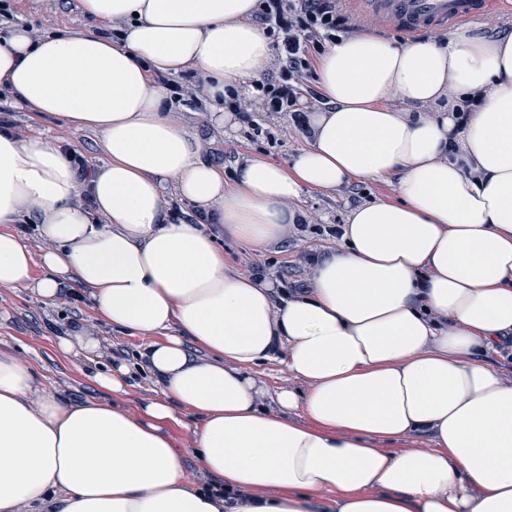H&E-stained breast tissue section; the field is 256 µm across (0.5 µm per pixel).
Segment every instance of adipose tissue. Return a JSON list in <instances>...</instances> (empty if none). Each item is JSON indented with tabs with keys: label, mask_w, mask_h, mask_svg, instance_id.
<instances>
[{
	"label": "adipose tissue",
	"mask_w": 512,
	"mask_h": 512,
	"mask_svg": "<svg viewBox=\"0 0 512 512\" xmlns=\"http://www.w3.org/2000/svg\"><path fill=\"white\" fill-rule=\"evenodd\" d=\"M78 8L91 28L0 40L17 107L98 133L105 153L84 178L62 143L0 131V288L47 302L87 289L107 324L149 343L103 369L83 327L58 337L112 404L31 401L33 370L0 352V512H512V382L485 359L512 337V32L339 38L315 63L326 106L308 146L287 168L244 159L229 187L160 79L201 72L225 123L226 86L272 54L256 0ZM171 178L252 246L298 222L304 191L392 180L397 197L352 207L308 292L279 297L177 214ZM32 215L49 244L37 257L19 227ZM276 360L305 387L278 390L272 411L255 369ZM136 370L160 396L132 413L118 398ZM176 426L218 488L185 484ZM416 435L426 447H405Z\"/></svg>",
	"instance_id": "obj_1"
}]
</instances>
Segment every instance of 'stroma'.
I'll return each instance as SVG.
<instances>
[{"instance_id":"obj_1","label":"stroma","mask_w":512,"mask_h":512,"mask_svg":"<svg viewBox=\"0 0 512 512\" xmlns=\"http://www.w3.org/2000/svg\"><path fill=\"white\" fill-rule=\"evenodd\" d=\"M15 6L18 18L40 37L64 28L79 31L89 25L88 19L79 11L56 9L53 0H15ZM10 111L12 121L26 128L29 134L62 141L72 151L85 156L90 165L101 164L104 155L98 134L77 130L32 112ZM171 117L188 127L203 150L223 154L224 180L228 183L233 180L235 165L245 157L259 154L288 166L309 142L289 112L260 118L265 132L253 138L247 136L246 124L239 122L234 128H226L213 121L208 111L202 113L177 104ZM395 197V183L358 179L330 190H309L295 203L302 213L301 227H289L277 243L254 247L223 236L218 237L217 242L235 271H243L245 262L249 261L270 281H277L281 274L290 272L295 281L308 282L312 279V269L303 263V255H320L340 245L339 240L317 235L315 225L344 223L349 208L356 203L389 201ZM74 306V300L65 297L52 303L45 302L27 287L0 288V351L14 353L29 363L37 376L38 392L58 391L76 401L88 398L109 401V394L101 392L89 378L82 359L61 355L55 348V336L65 329ZM82 313L83 325L101 341L102 362H111L113 348H122L129 355L147 343L145 337L105 327L90 307H83Z\"/></svg>"}]
</instances>
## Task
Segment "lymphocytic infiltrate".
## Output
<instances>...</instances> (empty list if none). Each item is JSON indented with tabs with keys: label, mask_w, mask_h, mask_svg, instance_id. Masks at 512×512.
I'll return each mask as SVG.
<instances>
[{
	"label": "lymphocytic infiltrate",
	"mask_w": 512,
	"mask_h": 512,
	"mask_svg": "<svg viewBox=\"0 0 512 512\" xmlns=\"http://www.w3.org/2000/svg\"><path fill=\"white\" fill-rule=\"evenodd\" d=\"M254 19L274 39L278 78L254 82L247 90L227 89L224 109L256 132L261 129L254 120L258 112H290L298 125H305L307 111L322 102L304 82L312 54L337 33L359 26L360 18L347 0H258Z\"/></svg>",
	"instance_id": "f902f5d3"
}]
</instances>
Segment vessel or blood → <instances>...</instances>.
Segmentation results:
<instances>
[{"mask_svg": "<svg viewBox=\"0 0 512 512\" xmlns=\"http://www.w3.org/2000/svg\"><path fill=\"white\" fill-rule=\"evenodd\" d=\"M369 11L397 27L419 31L451 21L482 17L499 9L503 0H364Z\"/></svg>", "mask_w": 512, "mask_h": 512, "instance_id": "1", "label": "vessel or blood"}]
</instances>
